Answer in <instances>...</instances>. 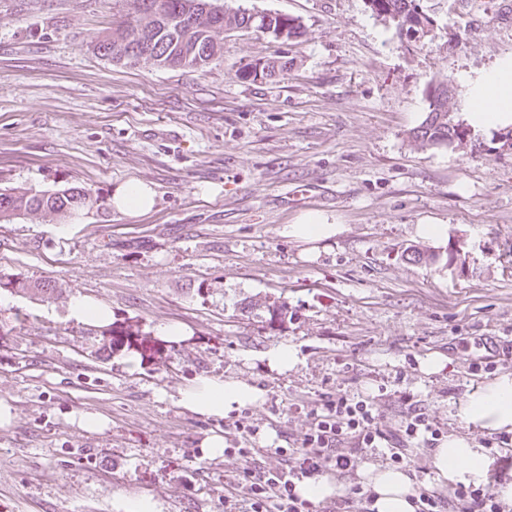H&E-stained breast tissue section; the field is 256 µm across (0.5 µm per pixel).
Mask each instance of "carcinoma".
Segmentation results:
<instances>
[{
  "label": "carcinoma",
  "instance_id": "carcinoma-1",
  "mask_svg": "<svg viewBox=\"0 0 512 512\" xmlns=\"http://www.w3.org/2000/svg\"><path fill=\"white\" fill-rule=\"evenodd\" d=\"M137 0H115V6H126L120 20L112 24V32L97 39L92 49L115 63L142 65L150 68H183L202 70L224 53V31L255 28L283 42L305 35L301 22L280 13H251L228 6L227 0H156V10H140ZM419 0H368L371 12L396 28L408 23L414 28L430 22L419 11ZM288 72V62L266 60L262 68L250 63L238 71L242 78H276ZM448 79L432 85L428 94V114L411 133L415 145L446 146L461 143L465 134L462 123L455 120L457 101H448L445 88ZM105 198L84 188L71 186L53 192L31 187L0 188V224L17 219L38 223L73 220L82 212L100 208ZM0 291L12 295L40 294L54 296L55 288L27 277L0 274ZM269 315L274 324L288 317V306L278 299L254 303ZM100 335L110 346L126 348L141 358H162V347L152 334L134 321H114L101 327Z\"/></svg>",
  "mask_w": 512,
  "mask_h": 512
}]
</instances>
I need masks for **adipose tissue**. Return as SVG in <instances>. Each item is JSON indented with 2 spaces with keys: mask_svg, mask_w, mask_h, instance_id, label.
<instances>
[{
  "mask_svg": "<svg viewBox=\"0 0 512 512\" xmlns=\"http://www.w3.org/2000/svg\"><path fill=\"white\" fill-rule=\"evenodd\" d=\"M457 80L462 88V118L472 130L512 126V54L491 68L460 72ZM262 397L261 390L246 382L201 376L180 391L178 403L195 414L220 418ZM453 408L465 425L489 433L512 432V371L472 386ZM489 469L487 448L467 435H449L434 452V479L441 486L487 484ZM358 473L372 491V512H414L417 491L407 472L366 463Z\"/></svg>",
  "mask_w": 512,
  "mask_h": 512,
  "instance_id": "1",
  "label": "adipose tissue"
}]
</instances>
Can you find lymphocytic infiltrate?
<instances>
[{
  "instance_id": "1",
  "label": "lymphocytic infiltrate",
  "mask_w": 512,
  "mask_h": 512,
  "mask_svg": "<svg viewBox=\"0 0 512 512\" xmlns=\"http://www.w3.org/2000/svg\"><path fill=\"white\" fill-rule=\"evenodd\" d=\"M401 446L391 445L378 422L373 403L363 397L326 395L313 412V422L299 447L280 448L278 465L253 472L245 467L235 472L233 484L248 483L249 495L238 501L224 497V512H314L313 505L301 499L295 485L327 470L354 468L356 452L386 449L396 466L408 464L406 444L436 446L440 430L421 412L405 415L398 428ZM416 512H503L493 491L486 486H458L450 505L437 497L420 493Z\"/></svg>"
}]
</instances>
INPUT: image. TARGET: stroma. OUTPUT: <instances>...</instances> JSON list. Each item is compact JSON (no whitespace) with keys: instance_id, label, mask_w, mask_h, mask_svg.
Masks as SVG:
<instances>
[{"instance_id":"stroma-1","label":"stroma","mask_w":512,"mask_h":512,"mask_svg":"<svg viewBox=\"0 0 512 512\" xmlns=\"http://www.w3.org/2000/svg\"><path fill=\"white\" fill-rule=\"evenodd\" d=\"M298 18L283 43L225 34L202 71L115 64L89 45L112 27V0H0V187L84 186L105 197L138 182L151 211L105 209L66 223L0 226V272L55 286L51 300L0 295V512H115L146 495L163 512H224V478L239 460L206 457L221 419L178 406L200 376L264 393L250 406L260 452L300 446L328 391L373 401L382 429L409 406L443 434L466 427L452 403L490 381L472 363L512 370V148L497 132L478 147L418 148L427 88L512 54V0H420L434 30L417 41L372 15L367 0H231ZM288 75L244 79L258 59ZM339 230L305 243L283 235L306 212ZM420 224H444L439 241ZM460 248L464 265L448 262ZM430 250L436 262L409 260ZM112 318L186 330L160 363L128 370L70 314L75 295ZM286 301L269 325L255 303ZM296 345L297 370L264 354ZM444 369L421 372L433 353ZM86 412L106 422L79 427Z\"/></svg>"}]
</instances>
